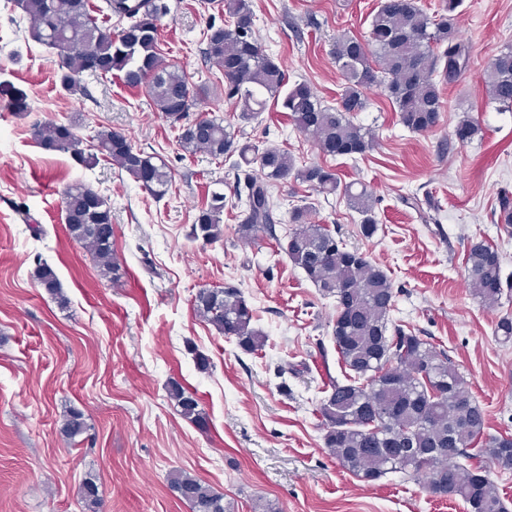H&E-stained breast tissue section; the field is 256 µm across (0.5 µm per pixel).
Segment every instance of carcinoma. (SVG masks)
I'll list each match as a JSON object with an SVG mask.
<instances>
[{
	"label": "carcinoma",
	"instance_id": "obj_1",
	"mask_svg": "<svg viewBox=\"0 0 512 512\" xmlns=\"http://www.w3.org/2000/svg\"><path fill=\"white\" fill-rule=\"evenodd\" d=\"M224 25H209L201 49L204 60L224 74V95L239 108L238 120L251 122L265 110L266 92L281 102L295 127L310 133L319 151L331 157L362 155L373 148L374 138L353 120L365 108L364 92L381 86L396 106L401 123L415 132L432 129L442 109V83H455L466 73L469 50L457 41L460 0H446L430 15L417 0H380L371 13L368 39L342 34L332 44L331 56L344 79L336 106L323 104L313 86L303 80L289 83L283 67L268 57L255 35L252 0H222ZM30 21L31 38L56 51L57 79L70 94L84 92L82 77L90 73L117 76L124 86L142 90L154 110L178 131L181 150L208 154L215 161L237 156L235 166L245 169L248 205L237 231L246 241L259 234L277 241L294 267L324 297L336 299L332 339L346 382L330 381L321 402L324 446L339 465L359 480L370 483L388 472H404L422 487L433 485L431 495L458 497L467 512H508L490 471L512 472V434H489L487 413L473 395L448 350L392 323L395 293L388 274L356 250H350L322 224L311 219L308 206L289 212L292 228L286 242L278 241L273 191L292 179L307 183L325 195L343 189L347 205L362 216L360 232L372 237L378 230L375 199L366 186H340L335 169L320 164L298 167L292 155L277 146H262L243 139L224 117L211 114L192 122L187 113L198 102L187 75L166 62L160 47L157 21L168 12L160 0H21L16 5ZM117 19L116 36H99L87 53L78 42ZM491 101L512 109V44L492 59L487 75ZM0 97L18 112L26 108V95L0 85ZM481 132L478 121L465 115L454 129L463 146ZM36 143L46 151L64 152L82 167L104 159L127 172L154 198L166 196L172 177L154 154L137 150L129 138L112 129L99 130L89 152L77 134V123L53 118L32 127ZM224 193L214 190L200 208L189 238L211 245L224 235ZM69 237L88 249L101 276L118 282L127 271L114 250L112 208L108 199L83 185L64 195ZM498 222L512 225V192L498 195ZM465 271L473 295L495 305L504 294L502 256L497 248L477 241L470 245ZM33 279L60 305L67 299L59 278L46 262L36 264ZM198 317L224 337L235 340L247 353L266 345V335L254 327V310L240 290L201 288L193 299ZM168 395L185 419L199 430L209 428L197 393L177 380ZM72 443L87 435L82 410L69 409L61 428ZM169 486L191 512H229L224 495L186 472L169 476ZM86 512H102L99 485L89 478L82 484Z\"/></svg>",
	"mask_w": 512,
	"mask_h": 512
}]
</instances>
